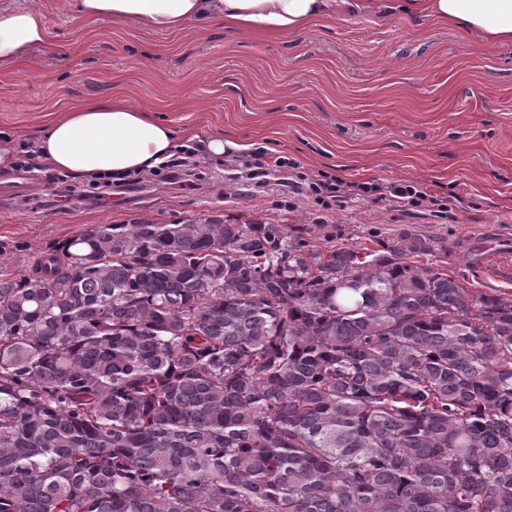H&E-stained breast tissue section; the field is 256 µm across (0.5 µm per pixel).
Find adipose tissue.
Returning <instances> with one entry per match:
<instances>
[{
  "mask_svg": "<svg viewBox=\"0 0 512 512\" xmlns=\"http://www.w3.org/2000/svg\"><path fill=\"white\" fill-rule=\"evenodd\" d=\"M85 20L129 21L153 32L221 24L278 36L303 33L332 18L338 0H66ZM358 10H407L438 24L473 33L488 44L512 43V0H355ZM45 15L37 8L0 10V67L23 61L48 44ZM53 168L95 180L155 169L170 158L176 136L152 109L90 100L56 113L35 142Z\"/></svg>",
  "mask_w": 512,
  "mask_h": 512,
  "instance_id": "adipose-tissue-1",
  "label": "adipose tissue"
}]
</instances>
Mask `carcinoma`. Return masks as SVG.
<instances>
[{"instance_id":"1","label":"carcinoma","mask_w":512,"mask_h":512,"mask_svg":"<svg viewBox=\"0 0 512 512\" xmlns=\"http://www.w3.org/2000/svg\"><path fill=\"white\" fill-rule=\"evenodd\" d=\"M220 215L0 279V512H512V294Z\"/></svg>"}]
</instances>
